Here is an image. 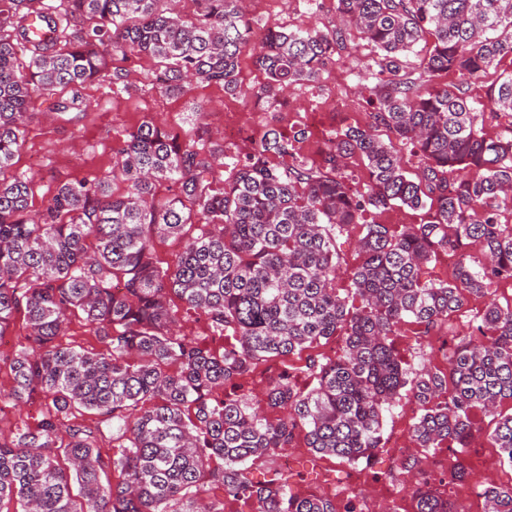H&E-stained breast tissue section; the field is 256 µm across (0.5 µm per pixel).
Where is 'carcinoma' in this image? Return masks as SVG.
I'll return each mask as SVG.
<instances>
[{"instance_id": "carcinoma-1", "label": "carcinoma", "mask_w": 512, "mask_h": 512, "mask_svg": "<svg viewBox=\"0 0 512 512\" xmlns=\"http://www.w3.org/2000/svg\"><path fill=\"white\" fill-rule=\"evenodd\" d=\"M35 0H0V337L25 313V344L3 359L7 398L47 402L41 419L0 437V512H224L193 489L207 480L248 512H338L336 500L293 493L278 473L281 453L305 430L316 454L350 464L371 458L382 440L383 412L408 387L417 405L412 434L433 453L464 456L482 432L481 416L512 399V307L488 304L476 330L489 343L454 336L448 373L409 372L394 346L399 325L426 331L512 279V133L488 137L472 84L512 57V0H336L340 22L309 31L268 28L254 40L244 0H194L190 19L161 11L160 0H63L64 13L32 9ZM81 20L68 31L69 18ZM377 53L390 78L370 87L372 123L331 135L314 166L297 157L275 128L231 161L216 187L224 146L196 149L153 119L124 135L110 175L60 184L33 215L32 179L4 178L25 141L32 95L70 89L50 110L83 112L78 88L101 75L125 83L112 56L145 55L159 67L162 90L216 85L267 108L291 85L320 80L350 55L348 28ZM428 46L420 67L452 72L434 86L409 77L408 56ZM29 53L22 62L16 47ZM264 74L244 89L243 56ZM495 115L512 118V72L487 86ZM388 132L382 139L375 131ZM410 144L419 172L402 167L394 142ZM357 158L369 181L346 173ZM465 175H457L459 171ZM126 191L117 195L111 183ZM169 182L171 197L156 198ZM432 211L401 233L365 215L392 207ZM198 227L172 269L161 270L154 239ZM362 227V262L350 288H335L336 235ZM464 245L454 278L425 283L422 264ZM232 332L221 353L178 334L169 295ZM80 314L105 344L89 352L57 343ZM342 337L334 361L309 354L301 389L282 370L262 407L238 381L262 362L288 358ZM177 369L170 370L171 366ZM285 412L270 421L263 410ZM96 416L94 423L79 420ZM512 464V415L487 434ZM123 453L104 458L100 443ZM122 480L112 483L109 469ZM416 512H460L430 488L413 490ZM485 512H512V486L482 491Z\"/></svg>"}]
</instances>
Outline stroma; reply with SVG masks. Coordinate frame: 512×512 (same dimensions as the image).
Segmentation results:
<instances>
[{"mask_svg": "<svg viewBox=\"0 0 512 512\" xmlns=\"http://www.w3.org/2000/svg\"><path fill=\"white\" fill-rule=\"evenodd\" d=\"M248 15L255 34L266 29L285 26L312 30L336 24V0H248ZM350 40L358 61V75H350L343 62H335L324 71L316 84L294 85L283 94L284 104L275 112L256 111L245 99L226 94L223 88L191 85L179 95L162 93L154 81L156 65L144 55L115 56L113 66L125 69L126 84L115 85L106 77L85 84L80 90L89 109L80 119L68 122L54 117L49 107L54 92L35 93L27 118L25 143L15 158L14 172L31 177L34 194L32 212L41 211L58 184L73 179L98 180L108 175L114 161V148L123 134L144 118H153L159 125L190 133L201 129L205 138L194 140V147H210L213 137L224 134V116L229 112L248 114L250 120L235 141L225 143L227 154H239L250 147L252 138L263 135L270 127L290 133L297 126H307L310 137L295 146L298 156L308 162L319 160L324 135L347 126L367 127L371 122L366 103L369 87L378 82L373 65L375 52L358 32ZM512 306V279L493 283L489 296H469L456 325L460 332L474 331L475 318L488 302ZM169 306L178 319L180 334L203 346L220 350L224 339L213 331L207 317L189 309L177 297H170ZM512 414V401L498 403L494 414L482 420L484 433L477 437L466 462L479 459L492 462L484 484H512V465L501 462L498 449L487 438L498 416Z\"/></svg>", "mask_w": 512, "mask_h": 512, "instance_id": "35a3bbf8", "label": "stroma"}]
</instances>
